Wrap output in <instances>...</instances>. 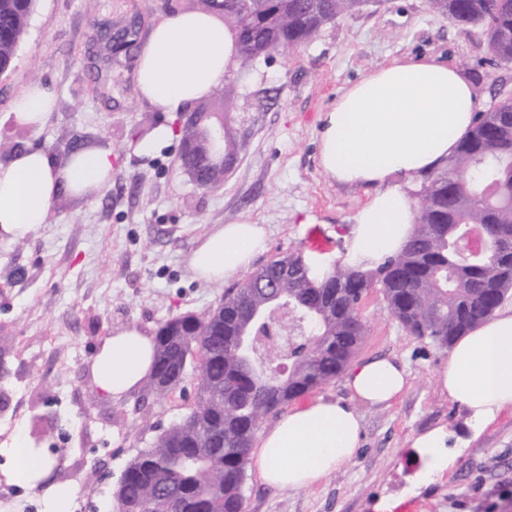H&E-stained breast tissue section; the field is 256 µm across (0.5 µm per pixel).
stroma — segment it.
Here are the masks:
<instances>
[{"mask_svg":"<svg viewBox=\"0 0 512 512\" xmlns=\"http://www.w3.org/2000/svg\"><path fill=\"white\" fill-rule=\"evenodd\" d=\"M170 0H38L29 35L0 76V140L40 147L64 159L91 143L110 151L112 183L96 200L68 197L36 233L0 239V445L14 435L52 459L50 482L76 489L71 512H115V486L127 464L197 401V373L159 397L147 387L103 398L91 359L114 328L156 333L161 322L216 306L223 283L198 280L190 256L213 225L249 220L266 231L254 260L304 249L334 263L372 191L338 183L319 165L321 116L355 81L399 59L444 60L472 81L481 106L512 91V66L486 60L480 28L453 23L428 0H370L321 31L308 45L235 68L230 128L240 159L212 190L183 171L179 144L143 156L131 137L143 120L166 115L142 99L137 54H114L97 31L137 21L146 48L171 17ZM56 99L43 128L17 123L14 106L31 86ZM360 313L367 333L358 358L402 360L408 392L388 407H360L363 437L354 460L318 485L275 490L247 471L245 512H512V411L471 434L467 412L440 394L437 372L447 351L408 334L378 292ZM447 428V468L414 449L423 432ZM0 456V512H41V490L7 476Z\"/></svg>","mask_w":512,"mask_h":512,"instance_id":"1","label":"stroma"}]
</instances>
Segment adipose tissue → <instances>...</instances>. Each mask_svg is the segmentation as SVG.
I'll list each match as a JSON object with an SVG mask.
<instances>
[{"label": "adipose tissue", "mask_w": 512, "mask_h": 512, "mask_svg": "<svg viewBox=\"0 0 512 512\" xmlns=\"http://www.w3.org/2000/svg\"><path fill=\"white\" fill-rule=\"evenodd\" d=\"M237 63L235 34L206 12L159 23L141 53L137 89L160 111L181 114L207 97ZM478 110L470 82L445 61L392 62L352 84L324 112L320 165L334 180L372 188L348 237L350 258L379 263L402 251L415 214L408 194L421 174L440 167L468 133ZM112 154L78 150L57 161L29 148L0 165V237L23 239L47 220L63 195L93 199L112 180ZM265 246L261 225L216 226L193 251L191 265L205 282L245 271ZM155 342L134 326L113 330L91 370L102 395L117 398L153 372ZM441 394L463 406L474 426L512 410V312L498 313L459 337L437 377ZM349 400L317 397L295 405L260 434L253 464L277 489L311 487L351 462L362 435L357 404L391 405L409 374L395 357L354 363L345 375ZM14 482L42 488V512H68L72 487L48 483L51 461L15 436L0 450Z\"/></svg>", "instance_id": "adipose-tissue-1"}]
</instances>
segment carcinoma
<instances>
[{
    "instance_id": "1",
    "label": "carcinoma",
    "mask_w": 512,
    "mask_h": 512,
    "mask_svg": "<svg viewBox=\"0 0 512 512\" xmlns=\"http://www.w3.org/2000/svg\"><path fill=\"white\" fill-rule=\"evenodd\" d=\"M37 0H0V72L10 68ZM368 0H194L190 9H223L238 36L240 65L314 40ZM458 25L484 29L489 61L512 65V0H429ZM224 89L198 108L201 125L229 120ZM217 148L180 154L199 187L224 181ZM416 210L405 248L374 268L339 261L309 276L301 251L278 255L213 309L160 324L149 390L168 395L188 367L198 372V401L185 417L141 450L113 492L117 512H244L246 465L262 419L327 385L348 367L366 335L362 298L381 294L389 314L412 336L440 349L492 317L512 298V261L489 247L479 258L457 255L451 242L471 224L512 231V92L501 91L477 113L468 135L440 167L409 190ZM272 293L290 305V319L314 334L290 351L288 373L267 372L262 387L239 363L231 344L253 306ZM213 443L192 464L184 458Z\"/></svg>"
}]
</instances>
